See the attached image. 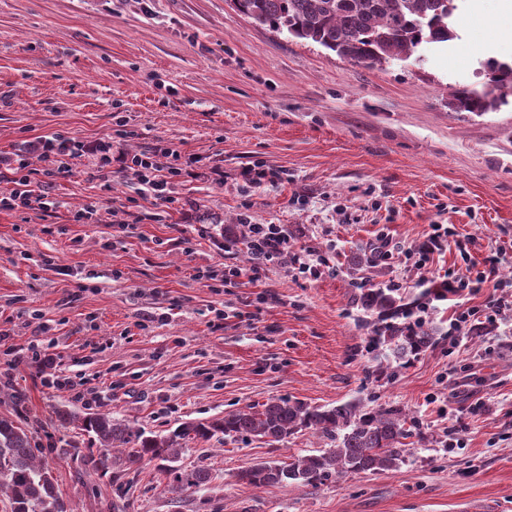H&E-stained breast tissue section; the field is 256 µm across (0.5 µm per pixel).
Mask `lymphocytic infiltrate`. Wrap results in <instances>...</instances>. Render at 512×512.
Segmentation results:
<instances>
[{
	"mask_svg": "<svg viewBox=\"0 0 512 512\" xmlns=\"http://www.w3.org/2000/svg\"><path fill=\"white\" fill-rule=\"evenodd\" d=\"M113 138H101L86 142L78 137L54 133L32 140H24L12 151L0 152V176L10 185L0 193V210L36 211L42 216L53 214L55 203L51 188L55 180L70 172V163L87 158L97 173H104L112 163H120L122 169L132 170L137 181L136 193L152 198L165 205L175 204L172 186L194 163L193 158L182 157L171 148L130 154H113ZM39 158L40 167H32V158ZM244 239L251 255L249 267L228 264L224 267L223 285L236 286L241 280H259L265 268L282 263L296 270L304 278H318L327 260L306 249H295L294 235L284 224H246ZM512 286V281L500 278L495 264L484 269L467 265L462 270H448L439 283L438 298L454 301L448 333L457 337L467 333L479 322L483 310L463 306L462 299L484 288L500 289Z\"/></svg>",
	"mask_w": 512,
	"mask_h": 512,
	"instance_id": "lymphocytic-infiltrate-1",
	"label": "lymphocytic infiltrate"
}]
</instances>
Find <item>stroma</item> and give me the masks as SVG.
<instances>
[{
    "instance_id": "35a3bbf8",
    "label": "stroma",
    "mask_w": 512,
    "mask_h": 512,
    "mask_svg": "<svg viewBox=\"0 0 512 512\" xmlns=\"http://www.w3.org/2000/svg\"><path fill=\"white\" fill-rule=\"evenodd\" d=\"M456 32L423 61L368 69L256 24L231 0H0V150L54 132L93 141L121 119V149L197 160L175 185L190 207L156 222L154 201H141L127 233L132 173L106 182L80 161L51 189L54 216L0 211V413L36 427L74 512H512V311L449 344L453 304L425 290L456 253L428 272L407 258L430 225L447 224L475 235L476 266L502 246L499 268L512 269V101L481 115L448 106L456 85L481 86L487 60H512V17L500 0H461ZM257 160L287 179L244 189L240 173ZM215 164L223 183L205 177ZM84 203L95 222L69 223ZM246 218L288 225L332 271L308 281L282 264L220 293L203 287L194 268L248 265L242 248L224 249ZM383 232L391 259L379 277H353L354 256ZM392 280L434 330L406 364L374 343L359 300ZM266 290L272 300L257 303ZM218 310L228 318L215 330ZM28 344L55 363L8 366L5 351ZM46 375L83 382L87 400L44 386ZM272 398L400 409L405 460L255 488L238 473L328 440L303 429L273 445L195 442L182 465L214 479L177 497L152 462L130 476L80 474L69 450L88 437L56 422L104 413L167 433Z\"/></svg>"
}]
</instances>
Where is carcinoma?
Segmentation results:
<instances>
[{
    "instance_id": "cac0c4a2",
    "label": "carcinoma",
    "mask_w": 512,
    "mask_h": 512,
    "mask_svg": "<svg viewBox=\"0 0 512 512\" xmlns=\"http://www.w3.org/2000/svg\"><path fill=\"white\" fill-rule=\"evenodd\" d=\"M247 18L275 31L316 43L367 68L391 59L407 58L419 48L456 38L451 18L455 0H232ZM488 80L481 87L460 85L451 91L454 112H489L512 96V62L486 63ZM363 309L374 315L373 332L396 359L416 356L432 345L433 330L400 322L406 307L385 288H369L361 296ZM58 426L79 423L92 448L74 457L81 470L105 477L157 462L165 475L167 493L181 496L212 481L204 466L180 465L187 443L261 440L279 443L298 429H312L334 447L286 461H263L240 472L238 481L259 488L296 484L315 486L343 474L379 473L395 469L402 460L404 440L410 437L406 418L395 408L365 410L356 402L331 408L300 401L272 399L262 408L228 413L221 419L185 422L167 434L147 435L141 429L106 414L81 418L57 413ZM28 422L18 414L0 415V494L9 512H73L57 487V479L42 461Z\"/></svg>"
}]
</instances>
